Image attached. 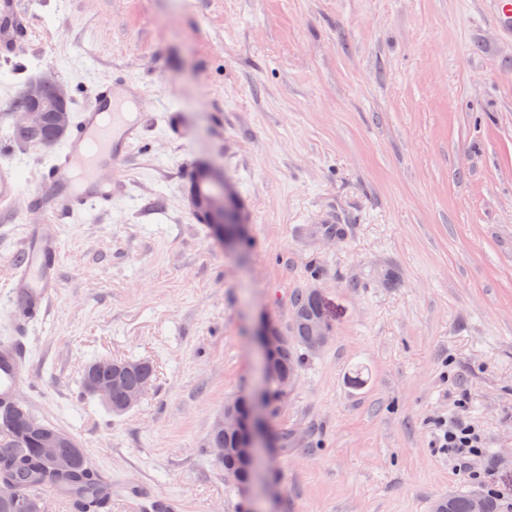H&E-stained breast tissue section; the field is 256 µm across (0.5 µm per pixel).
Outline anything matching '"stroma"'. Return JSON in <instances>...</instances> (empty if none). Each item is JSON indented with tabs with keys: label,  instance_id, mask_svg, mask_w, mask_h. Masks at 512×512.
I'll return each instance as SVG.
<instances>
[{
	"label": "stroma",
	"instance_id": "1",
	"mask_svg": "<svg viewBox=\"0 0 512 512\" xmlns=\"http://www.w3.org/2000/svg\"><path fill=\"white\" fill-rule=\"evenodd\" d=\"M30 2L0 58V170L18 188L0 212V336L26 229L47 221L27 197L64 150L9 139L24 87L53 69L77 112L121 71L150 99L125 195L60 225L58 292L26 338L21 399L111 478V512H139L131 484L180 512H433L459 490L512 512V42L483 0ZM203 161L232 186L235 247L190 211ZM308 287L331 339L267 404L273 446L245 493L204 442L265 385L259 324L287 325ZM101 357L156 367L119 417L82 388ZM456 416L491 483L437 447Z\"/></svg>",
	"mask_w": 512,
	"mask_h": 512
}]
</instances>
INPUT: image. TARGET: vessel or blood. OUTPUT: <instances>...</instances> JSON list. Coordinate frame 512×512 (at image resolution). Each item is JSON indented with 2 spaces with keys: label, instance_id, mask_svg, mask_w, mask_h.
Masks as SVG:
<instances>
[{
  "label": "vessel or blood",
  "instance_id": "obj_1",
  "mask_svg": "<svg viewBox=\"0 0 512 512\" xmlns=\"http://www.w3.org/2000/svg\"><path fill=\"white\" fill-rule=\"evenodd\" d=\"M488 2L503 38L512 41V0ZM146 106L141 86L132 79L100 87L95 105L80 113L63 153L42 177L54 192L34 194L33 199L49 222L28 231L24 263L7 289L14 306L16 340L0 356V400H12L29 375L32 365L24 337L33 323L44 320L57 292L62 240L53 220L61 214L59 201L67 199L77 211L111 210L125 179L118 173L102 180L97 172L102 166L116 165L136 145Z\"/></svg>",
  "mask_w": 512,
  "mask_h": 512
}]
</instances>
